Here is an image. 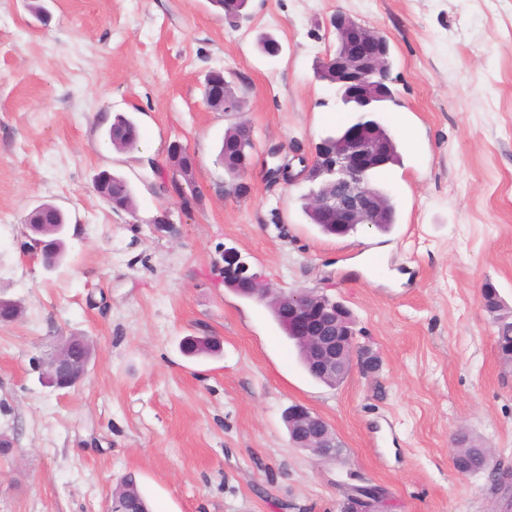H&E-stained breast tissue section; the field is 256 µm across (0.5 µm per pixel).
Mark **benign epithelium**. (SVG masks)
I'll list each match as a JSON object with an SVG mask.
<instances>
[{"instance_id": "1", "label": "benign epithelium", "mask_w": 512, "mask_h": 512, "mask_svg": "<svg viewBox=\"0 0 512 512\" xmlns=\"http://www.w3.org/2000/svg\"><path fill=\"white\" fill-rule=\"evenodd\" d=\"M330 27L336 36V49L320 62L324 80L336 86L345 111L359 113L341 133L322 140L308 162L309 177L324 179V185L310 198V206L326 224H334L342 234L359 225L382 224L388 218L385 197L367 179V172L393 162V141L380 132L371 118L383 112L394 99L391 79V52L387 38L375 27L362 24L343 13L332 15ZM208 106L226 115L242 111L230 95L231 82L224 73H212L206 82ZM249 162L241 160L235 173L224 183V195L241 197L248 185L244 180ZM224 285L244 297L264 300L273 289L261 273L234 247L224 248ZM288 306V324L308 345L315 369L332 376H345L352 365L354 320L347 307L328 294L307 288L277 293ZM83 338L73 336L46 361L48 372L71 385L75 366L72 351ZM287 423H297L298 442L316 448L306 430L314 428L325 435L328 424L301 406L287 410ZM343 512H374L367 494L352 495Z\"/></svg>"}]
</instances>
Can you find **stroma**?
<instances>
[{
	"label": "stroma",
	"mask_w": 512,
	"mask_h": 512,
	"mask_svg": "<svg viewBox=\"0 0 512 512\" xmlns=\"http://www.w3.org/2000/svg\"><path fill=\"white\" fill-rule=\"evenodd\" d=\"M32 2L0 0V294L23 306L0 323V512H107L129 474L152 512H341L365 484L383 512H512L490 477L512 470V366L482 304L490 283L512 309V0H249L237 27L212 0H40L44 23ZM339 11L390 43L398 102L378 119L400 161L373 178L396 207L386 233L322 234L302 210L309 183H271L263 164L272 147L312 156L353 119L315 74ZM216 70L252 131L241 197L216 162L236 119L203 97ZM118 113L137 152L105 139ZM175 141L196 158L188 210L153 190ZM104 170L129 182L134 212L96 193ZM43 203L69 223L51 270L26 246ZM373 242L389 277L355 263ZM228 247L278 290L345 304L378 370L314 380L268 307L217 275ZM72 336L92 359L58 390L36 362ZM190 336L223 348L185 356ZM293 405L329 424L339 460L295 447ZM462 429L490 448L488 470L456 471Z\"/></svg>",
	"instance_id": "obj_1"
}]
</instances>
